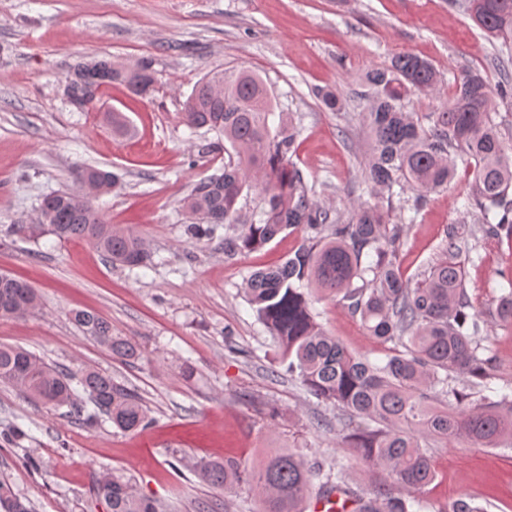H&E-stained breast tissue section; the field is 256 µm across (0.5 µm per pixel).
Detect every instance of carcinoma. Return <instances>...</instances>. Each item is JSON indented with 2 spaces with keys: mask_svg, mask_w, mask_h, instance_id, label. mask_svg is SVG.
Returning <instances> with one entry per match:
<instances>
[{
  "mask_svg": "<svg viewBox=\"0 0 512 512\" xmlns=\"http://www.w3.org/2000/svg\"><path fill=\"white\" fill-rule=\"evenodd\" d=\"M488 2L486 16L476 23L507 47L512 44V0ZM511 61L512 54L493 58L491 66L500 75L495 90L487 74L466 71L448 106L426 113L422 121L403 111L401 102L437 90L438 72L431 62L399 55L390 67L364 79L366 90L359 96L368 102L362 121L370 149L363 181L373 193L391 198L394 189H409L418 210L429 193L451 182L457 162L472 170L466 207L474 223L447 225L439 259L414 284L399 261L404 225L390 223L389 211L363 204L344 221L313 201V189L289 157L298 131L282 117L271 128L275 107L259 75L242 69L209 74L196 84L184 102L183 120L224 136L228 160L221 173L193 184L184 207L198 223L185 225V234L199 241L222 224L229 229L224 255L233 257L263 248L287 229L303 233L299 248L282 264L248 275L247 301L281 361L298 374L307 392L350 421L365 420L353 434L357 457L387 476L367 493L349 485L343 467L327 471L294 449H276L258 470L232 460L196 463L212 485L227 491L240 483L262 489L263 512H303L315 485L319 501L329 504L336 496L333 512H418L435 479L424 442L466 438L495 448L512 439V393L474 401L456 385L460 374L486 379L495 364L491 349L481 342L483 320L467 292L465 265L476 249L477 233L512 241V148L505 146L492 119L494 92L504 97L512 87ZM67 82L76 97L87 85L100 91L114 82L145 97L154 88L155 70L150 58L130 69L106 57L79 59L69 67ZM73 176L79 189L45 195L31 234L86 239L113 264L150 263L144 240L106 223L85 189L91 180L101 193H110L120 186L119 175L84 165ZM256 186L263 201L261 217L242 223L239 200ZM313 289L337 298L369 335L392 344L386 360L358 356L330 335L318 321ZM37 305L34 288L0 274V318L30 314ZM494 316L512 326V289L499 297ZM73 321L112 354L136 355L132 343L112 335V325L99 315L79 310ZM0 381L44 405L67 407L80 423L91 425L104 415L120 430L132 432L151 422L138 394L112 376L86 370L76 378L21 347L0 345ZM74 381L94 412H87L72 388ZM96 491L109 512H158L123 474H104ZM0 512L31 510L0 482Z\"/></svg>",
  "mask_w": 512,
  "mask_h": 512,
  "instance_id": "cac0c4a2",
  "label": "carcinoma"
}]
</instances>
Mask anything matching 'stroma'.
Masks as SVG:
<instances>
[{"label":"stroma","mask_w":512,"mask_h":512,"mask_svg":"<svg viewBox=\"0 0 512 512\" xmlns=\"http://www.w3.org/2000/svg\"><path fill=\"white\" fill-rule=\"evenodd\" d=\"M462 2L0 0V273L26 280L41 302L32 314L0 319V344L72 372L111 374L143 398L153 419L136 432L105 418L88 427L0 382V481L32 512H109L95 490L107 472L131 477L161 512H261L255 487H213L194 464L234 458L258 465L278 448L299 449L328 468L346 466L358 488L381 482L376 467L350 468L344 421L288 374L243 293L248 275L285 260L300 233L231 259L223 230L199 241L185 235L181 202L194 182L221 168L224 153L199 157L221 137L188 128L183 103L206 74L256 72L276 111L292 114L300 128L293 161L318 203L345 217L361 204L386 205L361 179L368 138L366 102L357 91L368 72L413 54L431 61L440 81L434 95L406 100V111L421 116L446 106L449 82L486 67L501 46ZM102 56L128 66L153 59L154 92L141 99L116 84L91 111H77L65 96L68 67ZM323 89L336 92L341 112L324 106ZM108 110L125 116L128 135L113 134ZM79 165L107 166L120 176L121 188L94 205L109 224L147 242L150 264H113L89 242L25 233L44 194L75 189ZM471 180L470 170L458 167L421 210L395 209L406 277L438 259L446 225L472 223L462 206ZM477 248L481 260L468 267L466 288L486 313L483 343L498 362L490 386L499 389L512 379V328L491 310L506 288L498 272L512 266V245L482 234ZM313 306L352 352L384 358L386 345L335 298L314 294ZM80 309L111 322L113 335L135 345L136 357H115L84 334L70 319ZM18 427L27 437L15 444L9 437ZM431 459L436 478L424 494L425 512L460 497L485 512H512V443L440 441Z\"/></svg>","instance_id":"stroma-1"}]
</instances>
